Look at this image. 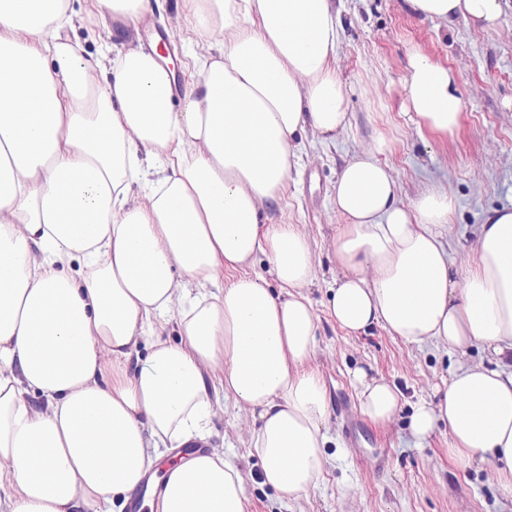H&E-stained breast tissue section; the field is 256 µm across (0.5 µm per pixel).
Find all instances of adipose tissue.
Returning a JSON list of instances; mask_svg holds the SVG:
<instances>
[{"label":"adipose tissue","mask_w":512,"mask_h":512,"mask_svg":"<svg viewBox=\"0 0 512 512\" xmlns=\"http://www.w3.org/2000/svg\"><path fill=\"white\" fill-rule=\"evenodd\" d=\"M87 17L137 24L150 0H86ZM200 42L199 79L172 108L176 66L133 48L100 79L78 42L70 0H0V512H113L163 460L203 439L213 414L206 376L260 412L252 437L262 482L308 495L325 462L328 402L308 371L318 317L302 293L310 243L258 211L287 184L294 135L346 127L333 60L334 0H183ZM430 19L497 26L501 0H408ZM224 31L209 43L213 29ZM417 130L453 133L464 101L456 72L411 58L403 80ZM153 162L144 198L132 183ZM376 153L338 174L341 274L330 309L345 329L377 326L405 342L491 350L457 364L438 401L415 404L409 428L447 424L449 454L494 467L512 497V205L489 211L472 261L455 277L445 232L454 201L441 189L411 204ZM266 257L279 288L245 274ZM229 286L189 295L180 277ZM175 313L179 342L140 336ZM358 399L389 422L400 395L356 370ZM40 407H33L32 399ZM150 512H245L238 467L212 451L167 468Z\"/></svg>","instance_id":"adipose-tissue-1"}]
</instances>
